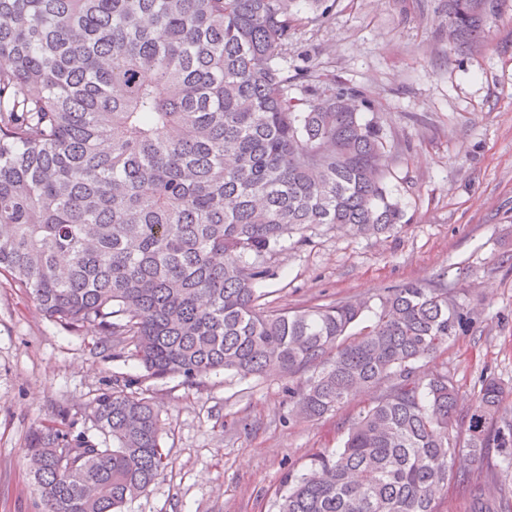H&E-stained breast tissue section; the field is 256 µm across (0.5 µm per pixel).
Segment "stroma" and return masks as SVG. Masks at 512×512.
I'll return each instance as SVG.
<instances>
[{"instance_id": "obj_1", "label": "stroma", "mask_w": 512, "mask_h": 512, "mask_svg": "<svg viewBox=\"0 0 512 512\" xmlns=\"http://www.w3.org/2000/svg\"><path fill=\"white\" fill-rule=\"evenodd\" d=\"M324 4L326 17L289 45L288 67L313 63L321 88L368 95L406 225L378 238L329 226L288 238L263 301L301 310L447 279L476 322L426 368L448 372L463 412L482 377L494 376L509 388L500 418L512 424V0L485 41L464 52L448 40L446 0ZM128 379L156 404L169 465L124 512H276L286 478L306 473L317 452L342 447L375 398L361 392L309 419L294 405L300 375L148 379L112 337L49 321L0 276V512L41 510L24 456L31 431L58 423L64 409L75 429L95 435L94 397Z\"/></svg>"}]
</instances>
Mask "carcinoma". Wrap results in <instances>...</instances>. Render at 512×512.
<instances>
[{
    "mask_svg": "<svg viewBox=\"0 0 512 512\" xmlns=\"http://www.w3.org/2000/svg\"><path fill=\"white\" fill-rule=\"evenodd\" d=\"M299 2L0 0V273L47 319L115 337L149 378L307 372L306 417L389 382L277 512H440L451 486L469 491L468 512H512L503 384L482 379L460 438L448 373L416 375L474 322L444 280L388 288L375 307L261 303L286 237L403 228L368 99L283 63ZM500 11L448 0V38L484 40ZM127 388L92 401L99 439L29 434L42 512H122L161 475V420Z\"/></svg>",
    "mask_w": 512,
    "mask_h": 512,
    "instance_id": "obj_1",
    "label": "carcinoma"
}]
</instances>
